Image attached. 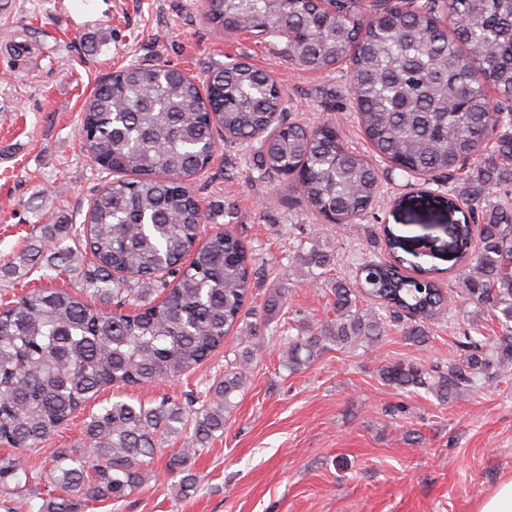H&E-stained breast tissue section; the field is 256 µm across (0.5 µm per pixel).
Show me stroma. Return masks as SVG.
<instances>
[{
	"instance_id": "stroma-1",
	"label": "stroma",
	"mask_w": 512,
	"mask_h": 512,
	"mask_svg": "<svg viewBox=\"0 0 512 512\" xmlns=\"http://www.w3.org/2000/svg\"><path fill=\"white\" fill-rule=\"evenodd\" d=\"M204 0H0V266L29 245L37 227L81 224L109 175L84 150L80 112L93 87L133 63L182 70L196 79L232 61L267 71L282 86L289 117L304 125L333 121L349 150L376 169L381 190L355 223L328 224L289 191L284 179L261 176L257 144L219 145L192 187L207 219L202 235L226 229L252 253L258 269L247 322L267 320L236 392L224 430L192 458L195 489L181 491L168 460L188 436L165 439L147 465L143 489L123 501L89 504L86 512H477L479 501L512 480V371L463 390L448 402L426 391L402 393L384 384L381 364L403 360L430 365L458 359L465 334L498 336L493 314L463 304L452 271L448 235L424 229L420 195L467 196L464 180L408 177L376 154L355 120L349 73L339 66L306 70L285 40L246 32L225 34L204 17ZM391 225L409 252L442 268L450 303L410 341L390 322L378 341L331 347L289 371L282 330L320 326L330 317L333 278L353 279L358 267L388 257L382 235ZM330 254L329 273L300 264L311 249ZM91 258L79 255L66 272L48 267L0 277V304L34 288L80 291ZM285 303L273 319L263 309L269 293ZM239 332L202 366L180 379L111 388L90 401L48 448H11L35 477L20 512H39L49 448L82 446L84 428L100 404L122 398L179 402L184 391L208 390L224 376V357Z\"/></svg>"
}]
</instances>
